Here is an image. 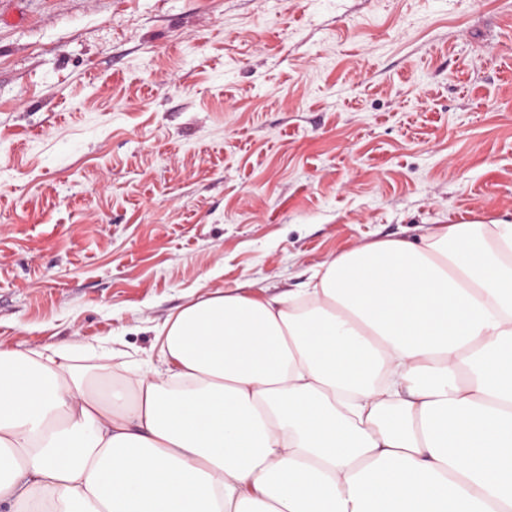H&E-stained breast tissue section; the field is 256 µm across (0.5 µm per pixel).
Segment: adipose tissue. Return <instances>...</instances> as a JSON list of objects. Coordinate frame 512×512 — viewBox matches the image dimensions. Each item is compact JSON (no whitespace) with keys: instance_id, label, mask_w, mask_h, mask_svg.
Segmentation results:
<instances>
[{"instance_id":"obj_1","label":"adipose tissue","mask_w":512,"mask_h":512,"mask_svg":"<svg viewBox=\"0 0 512 512\" xmlns=\"http://www.w3.org/2000/svg\"><path fill=\"white\" fill-rule=\"evenodd\" d=\"M154 333L158 371L0 349V506L512 512V223L373 241Z\"/></svg>"}]
</instances>
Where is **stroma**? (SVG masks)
Segmentation results:
<instances>
[{
	"instance_id": "stroma-1",
	"label": "stroma",
	"mask_w": 512,
	"mask_h": 512,
	"mask_svg": "<svg viewBox=\"0 0 512 512\" xmlns=\"http://www.w3.org/2000/svg\"><path fill=\"white\" fill-rule=\"evenodd\" d=\"M512 221V0H0V343L119 340Z\"/></svg>"
}]
</instances>
